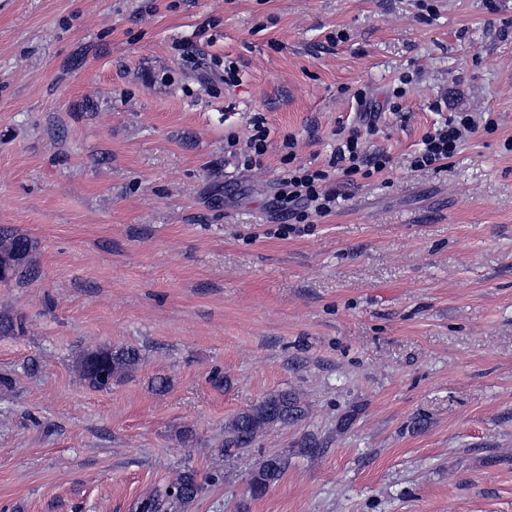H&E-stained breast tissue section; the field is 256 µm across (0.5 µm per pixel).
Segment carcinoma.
Segmentation results:
<instances>
[{
    "instance_id": "obj_1",
    "label": "carcinoma",
    "mask_w": 512,
    "mask_h": 512,
    "mask_svg": "<svg viewBox=\"0 0 512 512\" xmlns=\"http://www.w3.org/2000/svg\"><path fill=\"white\" fill-rule=\"evenodd\" d=\"M35 242L12 229L0 226V281L33 279L36 271L30 256ZM140 359L134 348H112L88 352L80 361L83 378L95 389H105L114 379L135 366ZM305 410L295 394L282 391L264 397L247 411L238 414L224 430V442L220 451L227 459H233L253 447L257 437L267 428L286 425L300 420ZM288 467V459L274 453L268 454L252 472L249 491L253 497H261L274 485ZM203 488L198 472L187 468L180 472L164 488L141 500L137 512H168L178 503L190 505Z\"/></svg>"
}]
</instances>
